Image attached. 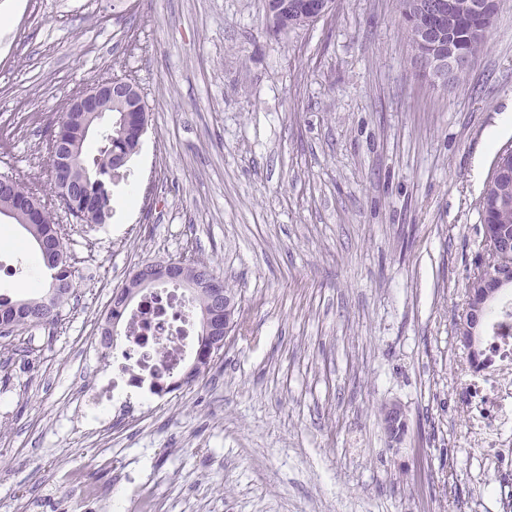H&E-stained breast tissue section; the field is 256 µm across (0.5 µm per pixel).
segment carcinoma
I'll return each mask as SVG.
<instances>
[{
    "mask_svg": "<svg viewBox=\"0 0 512 512\" xmlns=\"http://www.w3.org/2000/svg\"><path fill=\"white\" fill-rule=\"evenodd\" d=\"M456 6L448 10L443 26L446 41H455L466 57L471 58L484 48L487 35L475 36V22L467 9L466 0H455ZM304 0H290L288 13L282 15V33L310 25L303 10ZM123 113L112 105V125L104 130L98 128V115L63 108L57 131L63 134L67 150L73 160L64 178L53 183L52 193L66 192L67 210L86 224H104L112 217V186L124 179L128 161L138 153L141 138L120 124ZM96 140L95 150H90V141ZM34 198L41 209L46 201L39 189L17 181V185L0 191V213H9V222L21 226L28 234V242L36 252L41 246L60 247L61 262L50 269V280L43 293L36 297L20 298L16 301L0 298V334L18 328L46 325L54 321L56 309L71 295L74 285L72 271L68 265L62 230L52 220L34 217L23 194ZM484 212L483 223L496 235L512 238V179H500L490 175L481 197Z\"/></svg>",
    "mask_w": 512,
    "mask_h": 512,
    "instance_id": "cac0c4a2",
    "label": "carcinoma"
}]
</instances>
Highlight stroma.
Here are the masks:
<instances>
[{
  "mask_svg": "<svg viewBox=\"0 0 512 512\" xmlns=\"http://www.w3.org/2000/svg\"><path fill=\"white\" fill-rule=\"evenodd\" d=\"M16 3L0 172L51 190L56 115L114 69L149 122L107 223L54 210L75 283L59 321L0 337V512H81L84 487L100 512H504L512 470L471 434L456 325L512 146V0L454 89L414 66L402 0H336L278 36L261 0ZM25 238L0 224L21 262L2 297L37 293ZM188 255L233 288L242 329L176 393L81 405L112 370L113 290ZM381 414L384 430L390 442L392 445L393 443L398 444L402 436L401 431L405 426V414L402 406L397 401L386 403L381 409Z\"/></svg>",
  "mask_w": 512,
  "mask_h": 512,
  "instance_id": "stroma-1",
  "label": "stroma"
}]
</instances>
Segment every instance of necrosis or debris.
Instances as JSON below:
<instances>
[{
  "label": "necrosis or debris",
  "mask_w": 512,
  "mask_h": 512,
  "mask_svg": "<svg viewBox=\"0 0 512 512\" xmlns=\"http://www.w3.org/2000/svg\"><path fill=\"white\" fill-rule=\"evenodd\" d=\"M127 320L131 335L115 343L114 373L91 394V404L114 392L119 384H154L156 376L170 379L196 352L193 308L176 285L153 289ZM488 367L466 369L475 401L472 430L490 455L512 446V298L504 300L490 324Z\"/></svg>",
  "instance_id": "necrosis-or-debris-1"
}]
</instances>
